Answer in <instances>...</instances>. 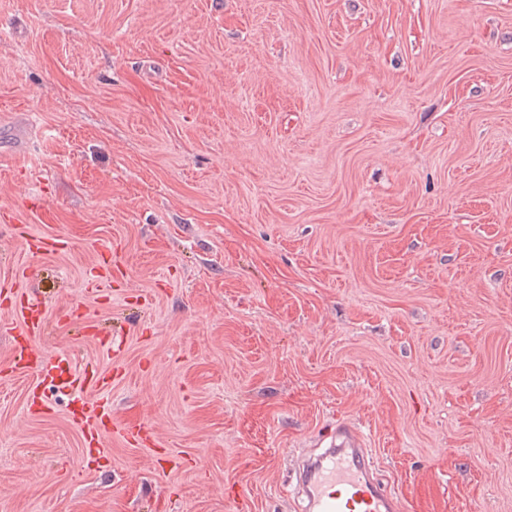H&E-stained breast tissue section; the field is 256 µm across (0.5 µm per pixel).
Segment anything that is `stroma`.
<instances>
[{
  "label": "stroma",
  "instance_id": "stroma-1",
  "mask_svg": "<svg viewBox=\"0 0 512 512\" xmlns=\"http://www.w3.org/2000/svg\"><path fill=\"white\" fill-rule=\"evenodd\" d=\"M9 289L186 464L87 460L8 300L0 512H296L340 422L407 512H512V0H0Z\"/></svg>",
  "mask_w": 512,
  "mask_h": 512
}]
</instances>
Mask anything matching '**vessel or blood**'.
<instances>
[{
	"instance_id": "1",
	"label": "vessel or blood",
	"mask_w": 512,
	"mask_h": 512,
	"mask_svg": "<svg viewBox=\"0 0 512 512\" xmlns=\"http://www.w3.org/2000/svg\"><path fill=\"white\" fill-rule=\"evenodd\" d=\"M23 325L14 337L12 370L38 367L50 389L72 393L78 408L73 421L83 435L88 453L102 450L105 433L112 430V408L105 394L112 387V377L92 370H76L64 352L45 355L36 341L48 329L43 309L32 299H21L17 306ZM97 396H82L84 388ZM328 443L314 457L301 460L291 476L302 500L301 512H405L402 492L385 488L375 475V464L365 439L354 425L343 423L327 434Z\"/></svg>"
}]
</instances>
